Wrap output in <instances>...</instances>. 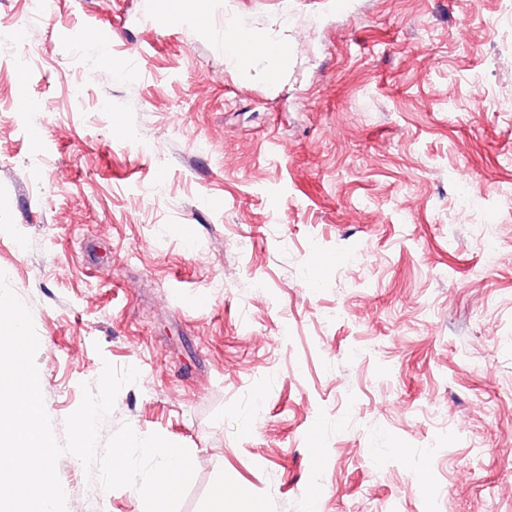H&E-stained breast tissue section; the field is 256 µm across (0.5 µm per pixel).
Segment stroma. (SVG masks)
I'll return each instance as SVG.
<instances>
[{
    "label": "stroma",
    "instance_id": "1",
    "mask_svg": "<svg viewBox=\"0 0 512 512\" xmlns=\"http://www.w3.org/2000/svg\"><path fill=\"white\" fill-rule=\"evenodd\" d=\"M166 6L46 0L33 42L0 0V270L56 438L108 361L139 378L100 437L186 447L179 512L223 478L266 512H512L503 0ZM228 15L287 20L276 88L226 73ZM194 1L189 0H170L168 1V9L165 13L156 14L151 23L154 27L157 28H167L172 19L177 16H188L191 14L189 9V3Z\"/></svg>",
    "mask_w": 512,
    "mask_h": 512
}]
</instances>
